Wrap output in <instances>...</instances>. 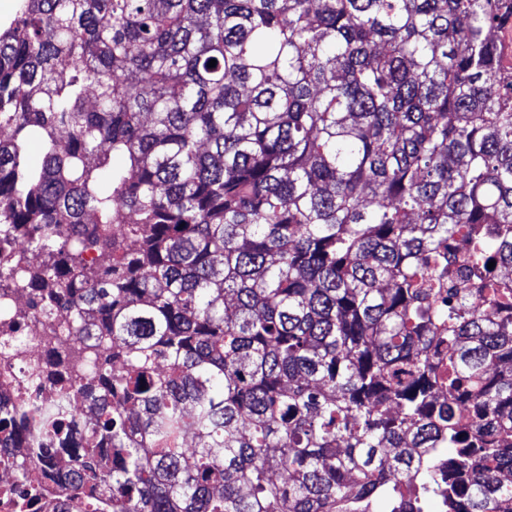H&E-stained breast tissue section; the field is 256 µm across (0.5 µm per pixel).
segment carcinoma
<instances>
[{
	"mask_svg": "<svg viewBox=\"0 0 512 512\" xmlns=\"http://www.w3.org/2000/svg\"><path fill=\"white\" fill-rule=\"evenodd\" d=\"M511 20L512 0H21L0 236L25 249L0 297L26 288L73 342L96 408L60 493L512 512ZM19 411L0 441L68 445V393ZM52 466L12 457L8 493L32 503Z\"/></svg>",
	"mask_w": 512,
	"mask_h": 512,
	"instance_id": "obj_1",
	"label": "carcinoma"
}]
</instances>
